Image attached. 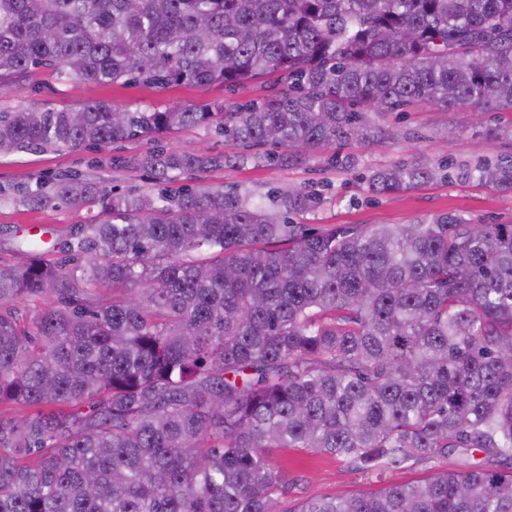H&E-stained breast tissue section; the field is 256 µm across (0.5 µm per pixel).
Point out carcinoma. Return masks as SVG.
<instances>
[{"mask_svg":"<svg viewBox=\"0 0 512 512\" xmlns=\"http://www.w3.org/2000/svg\"><path fill=\"white\" fill-rule=\"evenodd\" d=\"M36 67L103 85L260 80L225 112L0 110V155L105 147L214 126L239 152L158 146L164 188L114 194L82 174L22 190L99 206L50 260L0 265V512H512V224L312 232L302 188L253 202L186 172L308 148L396 141L375 119L417 103L512 112V0H0V89ZM283 148L261 158L256 144ZM512 191V154L478 164ZM444 166L372 172L388 194ZM18 300L36 303L19 318ZM362 470L478 462L359 496L286 503L273 453Z\"/></svg>","mask_w":512,"mask_h":512,"instance_id":"1","label":"carcinoma"}]
</instances>
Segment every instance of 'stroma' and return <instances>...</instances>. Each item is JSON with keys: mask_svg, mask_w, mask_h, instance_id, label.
I'll return each instance as SVG.
<instances>
[{"mask_svg": "<svg viewBox=\"0 0 512 512\" xmlns=\"http://www.w3.org/2000/svg\"><path fill=\"white\" fill-rule=\"evenodd\" d=\"M93 101L135 109L192 107L225 103L224 88L172 86L164 90L140 84L99 85L59 77L41 70L26 81L0 94V109L18 110L38 105L41 108L74 109ZM512 119L507 112L484 109L469 111L466 117L446 112L432 104H422L406 112L387 115L383 124L398 129L402 138L395 144L344 142L335 152L344 161L342 167L328 168L324 153L307 149L299 165L277 167L249 164L241 168H216L204 173L205 182L225 189L251 192L255 201L266 198L269 189L304 188L318 193L320 205L301 216V223L316 231L338 225L367 227L373 224H414L431 221L443 214H458L478 224H512V193L484 185L466 175L467 168L500 154L512 153V143L486 137L487 127ZM454 127L452 140L443 132ZM175 149L206 155L223 154V135L209 127H196L171 135ZM151 147L142 139L113 148L67 149L41 152L18 151L0 155V264L23 265L30 256V242L44 241L51 247L53 259H63L60 244L71 231L96 219L94 206L56 202L44 207L20 203L16 189L35 188L60 173L89 175L106 187L120 191L150 189L152 176L142 168H120L112 163L114 155L139 156ZM452 160L448 179L420 188L376 196L364 183L372 170L407 162L436 164ZM276 463L288 475V499L298 503L312 497L351 496L376 490L386 483H400L426 475L427 467L415 464L390 469L377 475L343 464L334 458L304 448L278 451Z\"/></svg>", "mask_w": 512, "mask_h": 512, "instance_id": "obj_1", "label": "stroma"}]
</instances>
